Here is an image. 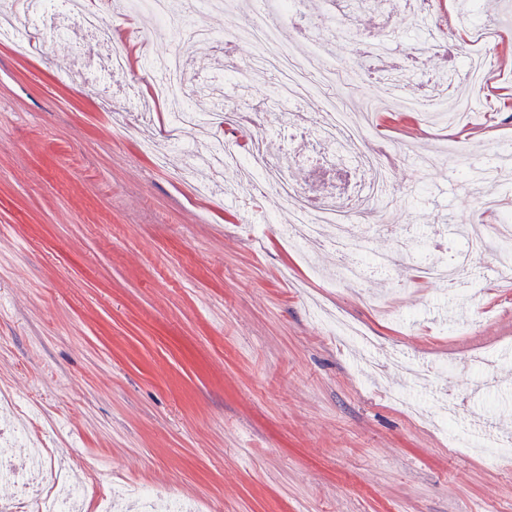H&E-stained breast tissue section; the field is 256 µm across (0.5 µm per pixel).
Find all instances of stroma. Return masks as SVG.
I'll list each match as a JSON object with an SVG mask.
<instances>
[{
  "label": "stroma",
  "instance_id": "obj_1",
  "mask_svg": "<svg viewBox=\"0 0 512 512\" xmlns=\"http://www.w3.org/2000/svg\"><path fill=\"white\" fill-rule=\"evenodd\" d=\"M96 0L134 55L113 82L105 49L78 21L46 15L39 31L0 41V398L17 404L14 428L36 421L49 462L90 499L147 486L149 512L173 501L200 512H512V465L491 464L512 437V271L491 251L470 255L469 289L422 280L413 257L455 261L459 227H491L486 194L512 212V167L493 189L465 171L512 156V0H484L476 15L434 0L446 54L404 82L422 94L443 63L473 48L472 25L497 35L478 84L454 90L473 107L457 122L398 109L373 74L350 76L355 48L335 41L336 82L321 97L278 103L280 76L242 74L259 53L235 41L207 58L191 97L223 75L224 95L277 114L287 132L317 129L324 98L376 114L362 146L389 156L396 200L358 225L349 254L286 238L290 216L275 190L246 203L236 168L161 162L171 150L170 108L154 102L153 58L184 39L152 13ZM256 0L195 16L229 34ZM406 0H373L352 30L393 33L395 55L421 35ZM442 154L426 167L424 157ZM219 184L200 195V184ZM406 253L382 277L343 278L346 260ZM335 313L367 344L328 331ZM420 373L401 375L397 360Z\"/></svg>",
  "mask_w": 512,
  "mask_h": 512
}]
</instances>
